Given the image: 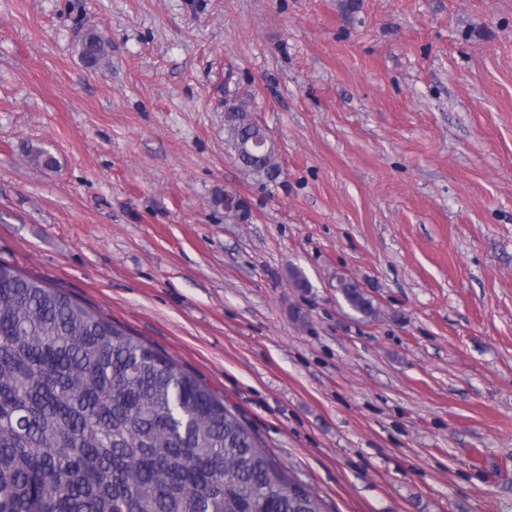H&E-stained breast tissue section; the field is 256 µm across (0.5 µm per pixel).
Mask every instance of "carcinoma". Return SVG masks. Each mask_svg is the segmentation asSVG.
I'll list each match as a JSON object with an SVG mask.
<instances>
[{
  "instance_id": "1",
  "label": "carcinoma",
  "mask_w": 512,
  "mask_h": 512,
  "mask_svg": "<svg viewBox=\"0 0 512 512\" xmlns=\"http://www.w3.org/2000/svg\"><path fill=\"white\" fill-rule=\"evenodd\" d=\"M96 30L77 44L96 68ZM225 113L240 164L281 173L262 126ZM340 294L371 317V297ZM0 512H326L203 379L59 288L0 260Z\"/></svg>"
}]
</instances>
